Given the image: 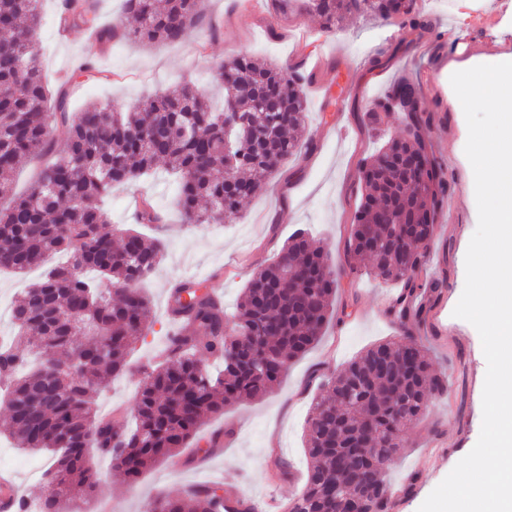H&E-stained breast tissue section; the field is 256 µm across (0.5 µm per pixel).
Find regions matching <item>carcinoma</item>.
<instances>
[{"label": "carcinoma", "instance_id": "1", "mask_svg": "<svg viewBox=\"0 0 512 512\" xmlns=\"http://www.w3.org/2000/svg\"><path fill=\"white\" fill-rule=\"evenodd\" d=\"M40 2L0 0V196L12 192V173L23 160L55 156L25 195L0 210V269L22 274L58 252L67 260L47 267L13 305L17 333L0 347V385L13 444L52 457L42 474L41 512H66L93 486L89 450L109 457L133 484L186 447L204 418L271 392L288 363L321 336L340 278L358 272L359 255L384 280L403 284L388 307L405 327L402 341L371 345L324 382L308 420L310 466L283 512H389L385 474L404 448L403 429L423 418L430 395L446 389L413 330L427 316L414 303L418 291L428 288L432 300L446 287L442 280L423 285L417 271L431 253L448 195L445 169L423 135L433 115L421 107L418 85L397 81L371 113L374 130L391 109L404 113L409 138L383 137L360 165L362 198L346 244L348 265L335 271L329 252L298 232L254 272L230 315L212 289L175 283L177 329L167 340L168 357L146 370L132 421L121 412L104 419L95 397L104 381L129 370L132 346L154 324L140 285L163 258L162 241H147L134 229L116 242L103 227L106 197L162 162L178 178L184 223L237 219L240 203L260 190L252 173H276L302 145L306 77L239 56L214 67L224 85L221 112L184 82L125 112L91 103L74 119L71 79L60 81L53 98L44 81ZM125 3L137 19L133 28L101 25L94 0H62L61 24L81 26L108 44L178 42L203 26L220 28L204 0ZM307 6L325 30L345 16L401 19L422 34L429 30L408 0H308ZM416 159L425 164L418 174ZM136 221H160L150 199H141ZM209 359L220 367L211 368ZM231 496L226 487L203 486L159 496L149 512H227Z\"/></svg>", "mask_w": 512, "mask_h": 512}]
</instances>
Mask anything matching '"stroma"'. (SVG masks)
<instances>
[{
	"label": "stroma",
	"mask_w": 512,
	"mask_h": 512,
	"mask_svg": "<svg viewBox=\"0 0 512 512\" xmlns=\"http://www.w3.org/2000/svg\"><path fill=\"white\" fill-rule=\"evenodd\" d=\"M236 2L206 0L208 14L220 21L217 33L201 28L175 43L120 41L97 49L85 28H59L61 0H43L39 29L43 75L52 89L58 79L72 76L69 99L75 113L94 101L110 102L123 110L143 96L187 79L195 82L214 107H221L224 90L211 73L215 63L246 54L282 68L291 65V50L277 17L238 11ZM475 10L473 0H459L453 15L443 0H425L421 16L433 33L423 38L395 24L365 17L346 20L339 30L341 59L316 76L322 96L306 95L311 157L300 154L285 160L276 174L266 177L262 192L244 203L237 223L181 224L178 183L162 165L135 185L113 189L105 202L110 228L135 227L145 236L162 237L164 258L142 285L151 301L153 329L131 352L129 371L102 384L96 397L99 413L119 409L133 415L140 368L153 359L156 349L164 347L173 330L166 305L173 282L194 278L214 289L226 309H234L253 271L270 263L298 228L328 250L335 268L344 266L345 244L360 198L357 165L379 145L368 126L366 108L394 81L421 79L428 87L424 106L435 115L424 130L425 139L444 160L450 182L437 219L433 253L419 273L423 279L448 282L432 312L444 332L423 338L427 357L444 377L447 390L430 401L421 421L404 428V449L388 476L398 491L391 512H418L432 490L472 450L482 424L487 370L482 342L469 322L453 315L465 285V255L477 228L478 211L471 164L464 152L467 124L464 114L453 106L450 73L475 63L474 57L464 56L457 37L481 43L487 53L512 49V0L500 9L490 28L466 27ZM87 59L105 72V79L78 73V66ZM143 196L151 198L163 214V223H135L137 201ZM357 266L361 277L354 284H342L336 294L337 303L348 304L350 317L341 325L329 323L318 342L289 363L272 393L206 419L177 457L152 467L137 484H125L106 458L93 455L95 483L72 503L73 512H99L107 499L117 512H145L157 494L176 495L191 485L213 483L236 487L261 501L294 496L307 473L305 430L321 375L338 372L374 343L399 338L400 328L387 315L384 300L392 283L375 274L369 259H359ZM228 427L233 437L209 451L211 437ZM273 441L295 472L293 482L269 476L268 445ZM49 464L47 456L14 451L7 460H0V471H11L16 481L24 483L26 499L31 502L45 492L42 473ZM409 482L414 485L412 492L402 493V486Z\"/></svg>",
	"instance_id": "1"
}]
</instances>
